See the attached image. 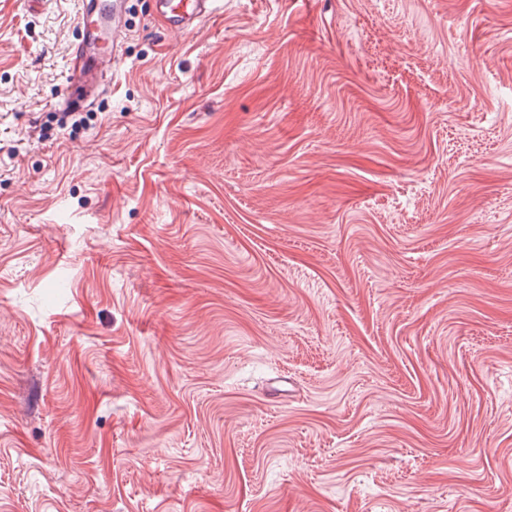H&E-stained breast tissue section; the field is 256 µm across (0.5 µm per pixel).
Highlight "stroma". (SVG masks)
<instances>
[{
  "label": "stroma",
  "mask_w": 512,
  "mask_h": 512,
  "mask_svg": "<svg viewBox=\"0 0 512 512\" xmlns=\"http://www.w3.org/2000/svg\"><path fill=\"white\" fill-rule=\"evenodd\" d=\"M0 0V512H512V0ZM92 0H83L84 10L82 13V22L86 29L88 40L95 41L100 37L99 31L104 24L106 17V8L95 13V5L90 3ZM88 2V3H85ZM158 13L168 18L171 26L185 29L217 10L218 0H186L183 9L175 12L171 0H154ZM90 47L87 42L77 44L72 51L74 64L73 75L89 90L96 89L101 84L104 72L112 68V55L108 57L93 56L94 65L88 64Z\"/></svg>",
  "instance_id": "35a3bbf8"
}]
</instances>
